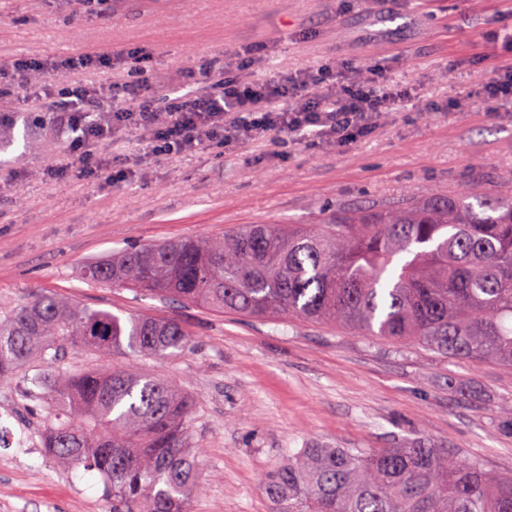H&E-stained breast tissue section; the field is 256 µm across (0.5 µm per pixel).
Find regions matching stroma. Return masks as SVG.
<instances>
[{"mask_svg":"<svg viewBox=\"0 0 512 512\" xmlns=\"http://www.w3.org/2000/svg\"><path fill=\"white\" fill-rule=\"evenodd\" d=\"M143 61L74 72L76 84L140 81L156 97L200 61L252 54L242 76L383 67L416 94L375 112L346 148L243 138L155 158L109 188L44 176L63 159L55 115L0 88V309L44 291L120 316L178 319L192 343L147 370L193 395L202 464L194 512H268L261 479L303 448H455L512 476V367L453 361L285 315L242 318L162 301L81 276L93 259L140 244L223 236L244 224H313L337 212L462 189L512 193V102L462 96L512 67V0H190L155 14L142 0H0V65L18 55L112 54ZM30 385L0 387V413L24 430L0 447V512H105L102 475L58 468L40 446L47 411Z\"/></svg>","mask_w":512,"mask_h":512,"instance_id":"35a3bbf8","label":"stroma"}]
</instances>
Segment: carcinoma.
Returning a JSON list of instances; mask_svg holds the SVG:
<instances>
[{
    "label": "carcinoma",
    "mask_w": 512,
    "mask_h": 512,
    "mask_svg": "<svg viewBox=\"0 0 512 512\" xmlns=\"http://www.w3.org/2000/svg\"><path fill=\"white\" fill-rule=\"evenodd\" d=\"M84 278L246 317L286 314L512 365V197L469 190L306 224H245L216 240L142 245ZM191 334L168 316L122 319L51 293L0 310V384L41 389L44 448L107 481L112 512H192L193 398L136 358L169 359ZM133 358L74 370L66 349ZM271 512H512V478L420 441L374 452L305 448L264 482Z\"/></svg>",
    "instance_id": "obj_1"
}]
</instances>
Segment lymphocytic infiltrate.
Segmentation results:
<instances>
[{"label": "lymphocytic infiltrate", "instance_id": "lymphocytic-infiltrate-1", "mask_svg": "<svg viewBox=\"0 0 512 512\" xmlns=\"http://www.w3.org/2000/svg\"><path fill=\"white\" fill-rule=\"evenodd\" d=\"M114 63L112 57L85 53L64 58L20 56L0 68V85L16 88L29 99L58 104L67 160L48 166L49 178L111 185L136 177L140 160L120 164L101 149L129 128L149 131L143 150L147 157L191 152L213 141L227 145L247 135L285 140L311 134L347 146L365 132L370 114L397 111L408 97L407 91L387 85L379 66L370 67L357 80L326 66L244 82L232 66L219 69L206 61L186 74L187 93L161 108L154 106L149 94L132 95L121 84L97 88L57 84L67 72L109 68ZM313 85L330 87V95H310Z\"/></svg>", "mask_w": 512, "mask_h": 512}]
</instances>
